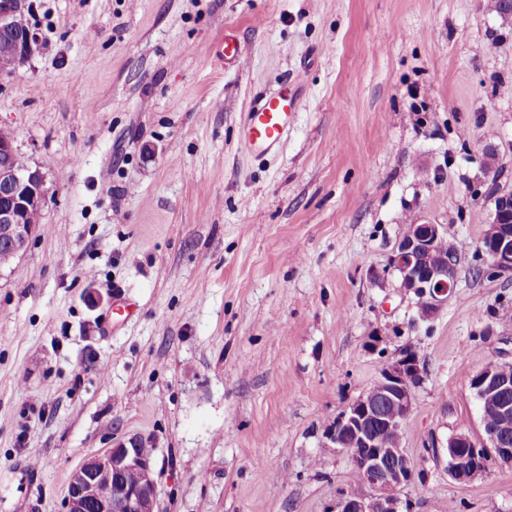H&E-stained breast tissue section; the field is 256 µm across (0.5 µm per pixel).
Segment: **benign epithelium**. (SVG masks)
Wrapping results in <instances>:
<instances>
[{"instance_id":"1","label":"benign epithelium","mask_w":512,"mask_h":512,"mask_svg":"<svg viewBox=\"0 0 512 512\" xmlns=\"http://www.w3.org/2000/svg\"><path fill=\"white\" fill-rule=\"evenodd\" d=\"M26 13L25 0L0 5V32L10 30ZM38 38L29 29L15 44L0 50V76L9 73L34 51ZM19 150L13 136L0 128V238L10 251L9 261L25 250L35 225L27 215L45 208L48 192L38 168L19 169L11 158ZM490 212L480 249L496 273L512 271V188L499 187L490 201ZM456 244L447 239L444 225L430 221L404 226L391 256L399 276V288L417 298V317L432 319L453 295L456 275L452 260ZM417 353L405 349L387 361L371 387L353 401L326 430V439L348 457L350 469L358 472L366 491L346 488L336 499V512H403V490L418 478L415 460L402 440L381 443L375 428L401 433L424 380ZM481 404L487 441L478 447L463 433L448 441V472L469 482L486 469L490 459L512 464V445L501 428L512 414L507 393L512 391V362H493L470 381ZM155 449L141 438L114 444L103 453L87 457L69 477L66 512H159L154 468Z\"/></svg>"}]
</instances>
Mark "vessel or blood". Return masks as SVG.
<instances>
[{
    "label": "vessel or blood",
    "instance_id": "1",
    "mask_svg": "<svg viewBox=\"0 0 512 512\" xmlns=\"http://www.w3.org/2000/svg\"><path fill=\"white\" fill-rule=\"evenodd\" d=\"M303 95L304 85L297 79L289 82L287 90L258 97L242 125L244 146L250 154L260 158L284 143Z\"/></svg>",
    "mask_w": 512,
    "mask_h": 512
}]
</instances>
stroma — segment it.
I'll return each mask as SVG.
<instances>
[{
  "instance_id": "1",
  "label": "stroma",
  "mask_w": 512,
  "mask_h": 512,
  "mask_svg": "<svg viewBox=\"0 0 512 512\" xmlns=\"http://www.w3.org/2000/svg\"><path fill=\"white\" fill-rule=\"evenodd\" d=\"M28 4L39 49L0 77V128L48 203L0 270V512H65L71 472L132 437L155 450L159 512H334L350 466L325 431L404 348L425 367L411 512H512V465L462 483L447 458L452 436L485 438L472 376L512 361V272L479 250L488 184L512 187V14ZM294 77L287 140L252 156L245 113ZM412 220L464 252L419 325L390 265Z\"/></svg>"
}]
</instances>
